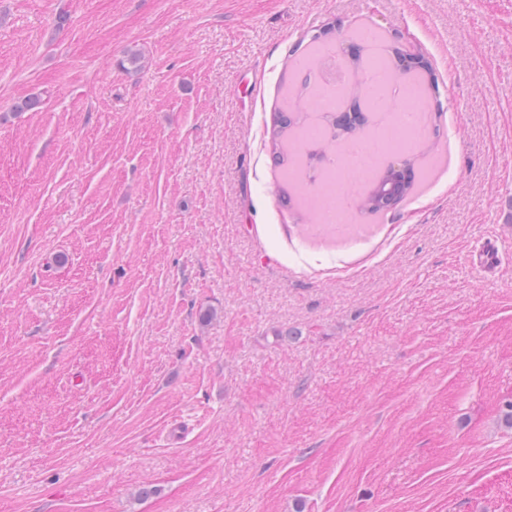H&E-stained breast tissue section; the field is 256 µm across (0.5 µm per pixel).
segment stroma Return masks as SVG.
I'll list each match as a JSON object with an SVG mask.
<instances>
[{
    "mask_svg": "<svg viewBox=\"0 0 512 512\" xmlns=\"http://www.w3.org/2000/svg\"><path fill=\"white\" fill-rule=\"evenodd\" d=\"M397 50L415 193L310 221L402 107L323 150L321 60ZM491 234L512 0H0V512H512ZM474 265L479 272H490L498 267L504 251L498 237L488 238L472 251Z\"/></svg>",
    "mask_w": 512,
    "mask_h": 512,
    "instance_id": "obj_1",
    "label": "stroma"
}]
</instances>
